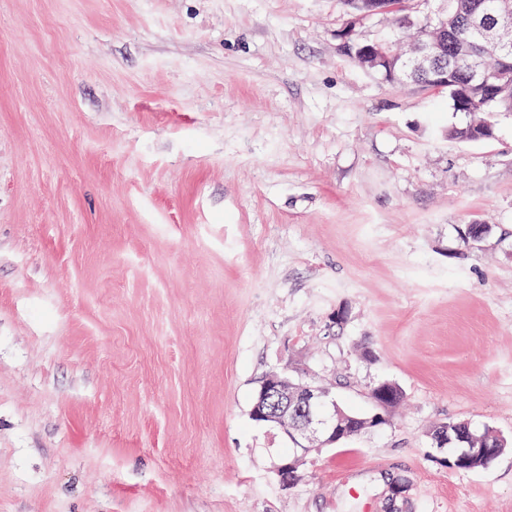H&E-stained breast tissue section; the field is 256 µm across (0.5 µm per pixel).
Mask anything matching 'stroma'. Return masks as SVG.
Masks as SVG:
<instances>
[{
  "label": "stroma",
  "instance_id": "35a3bbf8",
  "mask_svg": "<svg viewBox=\"0 0 512 512\" xmlns=\"http://www.w3.org/2000/svg\"><path fill=\"white\" fill-rule=\"evenodd\" d=\"M350 22L0 0V512H512V448L427 438L512 440V112L448 137L468 115L360 69ZM274 370L404 400L286 486L249 416ZM464 424L467 426L468 429V436L470 439V442L474 443V447H480L481 444H484V431L477 432L471 428V426L468 423L462 422V421H455V420H449L446 422H442L440 424L435 425L429 432V438L431 440V444L433 443V438L435 435L440 433L445 427H448V434L447 430H444V435H440L439 437L434 438V443L432 447L438 448V451L440 453H444L443 448H445L448 445V456L449 457H455L457 455V448H461L462 444L458 442L456 439V432L455 429L461 425ZM503 454V448H465L464 451L457 455L456 460L454 461V464L461 465L464 462L469 463L470 468H474L477 466L480 467H486L489 463H491L493 460H496L500 455ZM448 456L444 457V461L448 462V465H451L453 468H455L454 464L450 461Z\"/></svg>",
  "mask_w": 512,
  "mask_h": 512
}]
</instances>
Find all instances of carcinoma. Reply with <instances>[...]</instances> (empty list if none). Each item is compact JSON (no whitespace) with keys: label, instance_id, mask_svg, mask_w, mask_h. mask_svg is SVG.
<instances>
[{"label":"carcinoma","instance_id":"cac0c4a2","mask_svg":"<svg viewBox=\"0 0 512 512\" xmlns=\"http://www.w3.org/2000/svg\"><path fill=\"white\" fill-rule=\"evenodd\" d=\"M488 0H448V13L443 15L445 26H440L437 19L427 22V14L413 16L414 25L398 28L396 32L387 37L391 44L398 43L402 35H411V41H428L431 34L443 35L444 48L439 53L436 66L448 69V91L453 110L456 112H481L485 117L476 122H471L462 128H451L448 136L451 138L480 141L493 134L492 117L498 112H512V59L503 63L496 56L479 54L477 49L470 52L459 51V46L472 41L469 32V19L483 12ZM350 14L369 16L376 9V0H341ZM347 43L351 47L348 57L362 69L383 75L386 69L373 63L365 55L361 54L364 45L368 44V38L358 34H350ZM478 65L481 69L490 73L487 83L479 84L471 79L472 65ZM433 73L421 74L411 71L402 79L395 82L402 84H415L428 89H440V86L431 84ZM461 422L449 420L435 425L429 432V437H434L443 429H448V456L457 455V449L462 444L456 439L455 429Z\"/></svg>","mask_w":512,"mask_h":512}]
</instances>
